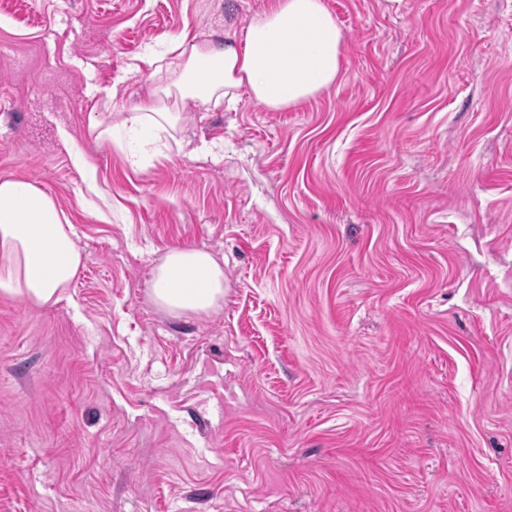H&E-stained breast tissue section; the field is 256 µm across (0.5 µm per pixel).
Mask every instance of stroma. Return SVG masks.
<instances>
[{
  "label": "stroma",
  "instance_id": "35a3bbf8",
  "mask_svg": "<svg viewBox=\"0 0 512 512\" xmlns=\"http://www.w3.org/2000/svg\"><path fill=\"white\" fill-rule=\"evenodd\" d=\"M336 83L140 168L88 125L154 98L152 44L269 0H0V180L82 267L0 294V512H512V0H324ZM224 260L203 316L154 306L175 248Z\"/></svg>",
  "mask_w": 512,
  "mask_h": 512
}]
</instances>
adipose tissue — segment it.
Wrapping results in <instances>:
<instances>
[{
	"label": "adipose tissue",
	"instance_id": "obj_1",
	"mask_svg": "<svg viewBox=\"0 0 512 512\" xmlns=\"http://www.w3.org/2000/svg\"><path fill=\"white\" fill-rule=\"evenodd\" d=\"M345 41L324 0H272L223 40L182 38L147 49L143 61L160 80L158 96L131 110L124 126L167 151L186 102L231 108L246 95L270 111L295 107L336 82ZM81 264L73 227L55 201L30 181L1 180L0 293L55 305ZM148 288L170 315H206L224 301V265L204 249H174L156 262Z\"/></svg>",
	"mask_w": 512,
	"mask_h": 512
}]
</instances>
